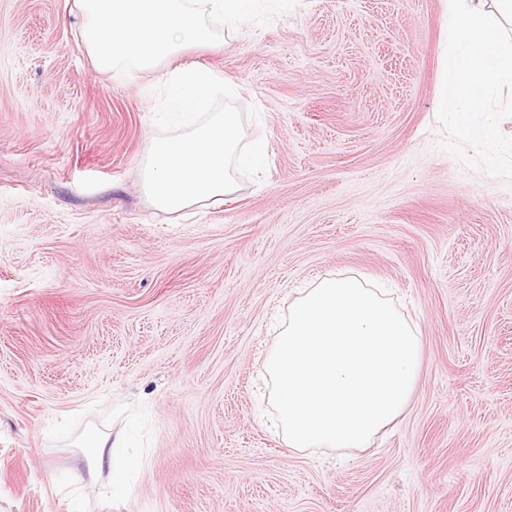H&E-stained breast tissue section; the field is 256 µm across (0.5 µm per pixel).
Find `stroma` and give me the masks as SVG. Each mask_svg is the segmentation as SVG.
<instances>
[{"mask_svg": "<svg viewBox=\"0 0 512 512\" xmlns=\"http://www.w3.org/2000/svg\"><path fill=\"white\" fill-rule=\"evenodd\" d=\"M447 0H300L184 47L267 169L166 212L155 70L96 69L73 0H0V512H512V184L443 152ZM350 276L417 328L410 407L292 450L264 364ZM144 456L121 490L91 443Z\"/></svg>", "mask_w": 512, "mask_h": 512, "instance_id": "35a3bbf8", "label": "stroma"}]
</instances>
